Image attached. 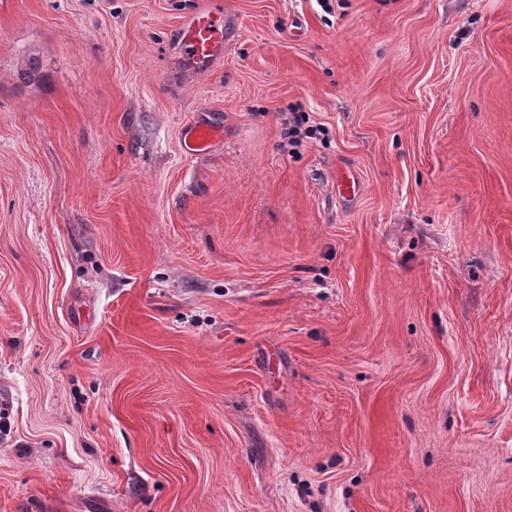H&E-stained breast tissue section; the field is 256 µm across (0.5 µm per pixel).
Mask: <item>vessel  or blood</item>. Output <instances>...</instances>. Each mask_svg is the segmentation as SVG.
Here are the masks:
<instances>
[{
  "label": "vessel or blood",
  "instance_id": "obj_1",
  "mask_svg": "<svg viewBox=\"0 0 512 512\" xmlns=\"http://www.w3.org/2000/svg\"><path fill=\"white\" fill-rule=\"evenodd\" d=\"M224 55V15L207 10L186 17L177 29V47L173 60L181 69L206 72ZM222 128L208 120H200L184 131V149L194 155L208 149L221 137Z\"/></svg>",
  "mask_w": 512,
  "mask_h": 512
}]
</instances>
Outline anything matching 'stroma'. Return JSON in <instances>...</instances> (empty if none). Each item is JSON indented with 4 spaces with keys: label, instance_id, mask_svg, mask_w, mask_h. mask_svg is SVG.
Returning a JSON list of instances; mask_svg holds the SVG:
<instances>
[{
    "label": "stroma",
    "instance_id": "obj_1",
    "mask_svg": "<svg viewBox=\"0 0 512 512\" xmlns=\"http://www.w3.org/2000/svg\"><path fill=\"white\" fill-rule=\"evenodd\" d=\"M201 2L0 0V512H512V0ZM224 11H195L177 29V47L173 60L191 72L210 71L224 56ZM223 129L210 120H200L188 126L184 131V149L187 154L195 155L208 149L222 136Z\"/></svg>",
    "mask_w": 512,
    "mask_h": 512
}]
</instances>
